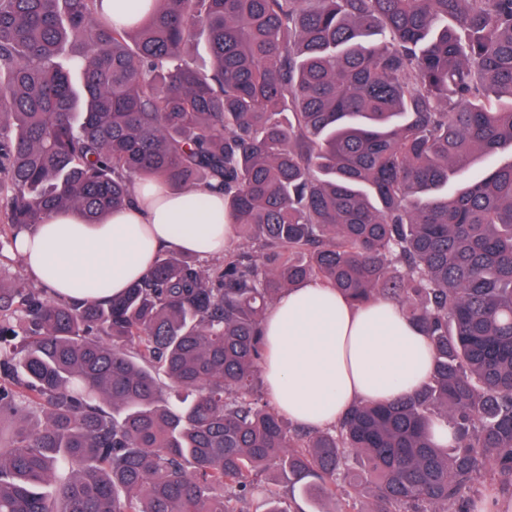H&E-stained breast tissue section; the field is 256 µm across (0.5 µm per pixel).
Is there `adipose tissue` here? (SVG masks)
<instances>
[{
    "label": "adipose tissue",
    "mask_w": 512,
    "mask_h": 512,
    "mask_svg": "<svg viewBox=\"0 0 512 512\" xmlns=\"http://www.w3.org/2000/svg\"><path fill=\"white\" fill-rule=\"evenodd\" d=\"M233 237L224 197L135 184L133 202L103 224L50 214L14 246L27 275L53 294L98 300L121 294L151 268L159 248L223 255ZM262 377L273 405L314 428L336 423L356 401L390 403L421 387L431 362L424 336L387 300L352 305L311 281L268 312Z\"/></svg>",
    "instance_id": "ef3b65f1"
}]
</instances>
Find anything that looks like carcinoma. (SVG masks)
<instances>
[{
	"label": "carcinoma",
	"instance_id": "carcinoma-1",
	"mask_svg": "<svg viewBox=\"0 0 512 512\" xmlns=\"http://www.w3.org/2000/svg\"><path fill=\"white\" fill-rule=\"evenodd\" d=\"M97 4L0 0V250L53 211L103 224L158 179L223 193L246 246L160 251L96 301L0 277V512H291L268 470L334 498L366 489L352 455L368 512L511 494L512 161L443 189L512 153V0H155L123 27ZM310 281L397 303L433 349L426 385L290 428L262 326Z\"/></svg>",
	"mask_w": 512,
	"mask_h": 512
}]
</instances>
